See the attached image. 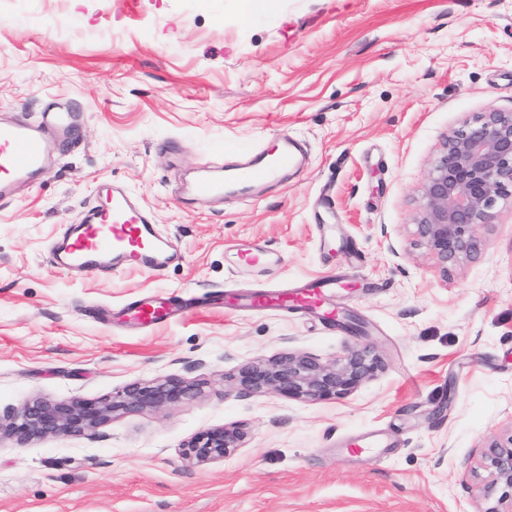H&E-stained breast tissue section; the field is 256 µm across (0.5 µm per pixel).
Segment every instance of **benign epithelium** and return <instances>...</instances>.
Masks as SVG:
<instances>
[{
	"mask_svg": "<svg viewBox=\"0 0 512 512\" xmlns=\"http://www.w3.org/2000/svg\"><path fill=\"white\" fill-rule=\"evenodd\" d=\"M512 186V112H484L445 139L422 185L421 204L414 218L417 241L434 255L443 274L448 267L477 253L476 230L489 224L498 197ZM371 349L349 348L331 362L299 352H284L251 361L239 371L242 389L271 391L288 399H341L382 369ZM199 385L166 376L135 382L98 400L36 399L7 422L0 421V439L23 446L36 438L75 436L117 417L192 399ZM245 434L236 426H217L195 435L180 451L189 465L206 467L234 455ZM480 465L490 480L483 497L498 488L512 489V439L493 443L481 454Z\"/></svg>",
	"mask_w": 512,
	"mask_h": 512,
	"instance_id": "obj_1",
	"label": "benign epithelium"
}]
</instances>
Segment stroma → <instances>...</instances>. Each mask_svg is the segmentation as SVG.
Wrapping results in <instances>:
<instances>
[{"mask_svg": "<svg viewBox=\"0 0 512 512\" xmlns=\"http://www.w3.org/2000/svg\"><path fill=\"white\" fill-rule=\"evenodd\" d=\"M0 0V120L75 117L51 173L0 201V416L136 381L195 399L79 436L0 442V512H485L483 447L512 437V188L480 250L441 273L412 220L441 142L512 112V0ZM309 161L222 200L190 190L275 136ZM133 190L181 261L87 276L50 247L96 186ZM257 245L269 258L240 260ZM339 325L210 305L216 291L324 275ZM157 294L193 309L143 328L103 310ZM370 347L341 399L246 394L240 367L286 350ZM243 429L224 462L185 465L200 431ZM376 435L381 445L350 452Z\"/></svg>", "mask_w": 512, "mask_h": 512, "instance_id": "1", "label": "stroma"}]
</instances>
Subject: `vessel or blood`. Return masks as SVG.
Masks as SVG:
<instances>
[{"mask_svg":"<svg viewBox=\"0 0 512 512\" xmlns=\"http://www.w3.org/2000/svg\"><path fill=\"white\" fill-rule=\"evenodd\" d=\"M73 128L71 116L51 112L43 113L36 123L0 122V199L9 197L16 184L46 175ZM302 163L295 145L283 138L254 150L243 167L228 170L225 178L197 179L192 192L204 199L220 198L225 187L263 184ZM52 257L57 266L98 275L117 268L157 271L173 261L176 253L134 192L104 184L81 219L54 241ZM335 286V279L327 278L290 291L233 294L226 304L255 312L298 309L323 313ZM178 308V302L152 296L127 305L124 312L137 324L151 326L165 322Z\"/></svg>","mask_w":512,"mask_h":512,"instance_id":"b4317fda","label":"vessel or blood"}]
</instances>
